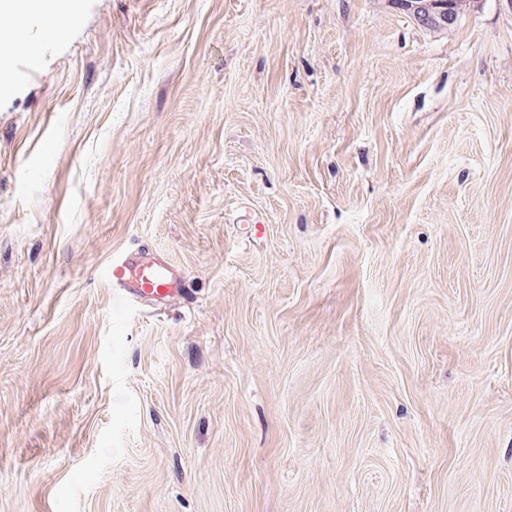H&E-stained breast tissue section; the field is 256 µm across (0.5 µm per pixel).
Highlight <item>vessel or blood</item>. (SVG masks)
<instances>
[{"mask_svg": "<svg viewBox=\"0 0 512 512\" xmlns=\"http://www.w3.org/2000/svg\"><path fill=\"white\" fill-rule=\"evenodd\" d=\"M104 275L114 287L116 297L124 303L143 297L165 300L172 283L179 278L178 271L165 259L139 252H129L113 260Z\"/></svg>", "mask_w": 512, "mask_h": 512, "instance_id": "1", "label": "vessel or blood"}]
</instances>
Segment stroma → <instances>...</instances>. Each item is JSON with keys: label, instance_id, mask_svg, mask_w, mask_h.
I'll return each mask as SVG.
<instances>
[{"label": "stroma", "instance_id": "stroma-1", "mask_svg": "<svg viewBox=\"0 0 512 512\" xmlns=\"http://www.w3.org/2000/svg\"><path fill=\"white\" fill-rule=\"evenodd\" d=\"M79 5L0 94V512H512V0ZM456 0L439 1V0H427L428 3H419L417 1H410L415 3L414 17L416 21L422 25L427 26L428 20H435L439 18L444 24L451 25L458 18L460 10L455 8ZM427 4L431 5V8L427 7ZM436 8H439L436 10ZM428 10V11H427ZM430 13V11H432ZM115 289V296L123 303L133 298H151L163 301L169 295L171 284L181 279L178 271L165 259L127 252L112 261L104 272Z\"/></svg>", "mask_w": 512, "mask_h": 512}]
</instances>
